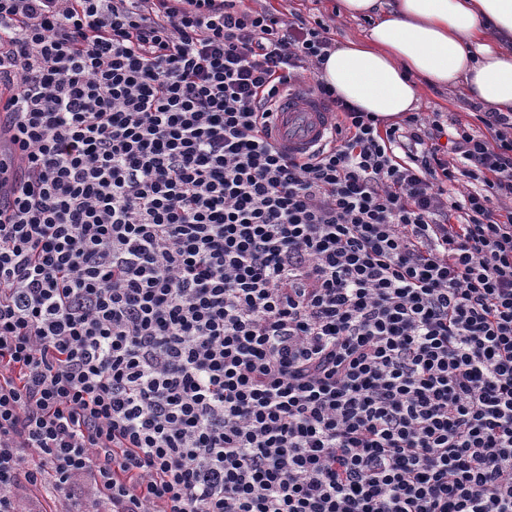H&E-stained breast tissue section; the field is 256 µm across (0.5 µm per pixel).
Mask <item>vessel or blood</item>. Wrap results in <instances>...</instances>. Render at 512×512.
<instances>
[{
    "label": "vessel or blood",
    "mask_w": 512,
    "mask_h": 512,
    "mask_svg": "<svg viewBox=\"0 0 512 512\" xmlns=\"http://www.w3.org/2000/svg\"><path fill=\"white\" fill-rule=\"evenodd\" d=\"M276 116L272 139L294 153L312 152L324 146L331 132V114L309 95L306 85L281 90L275 98Z\"/></svg>",
    "instance_id": "b4317fda"
}]
</instances>
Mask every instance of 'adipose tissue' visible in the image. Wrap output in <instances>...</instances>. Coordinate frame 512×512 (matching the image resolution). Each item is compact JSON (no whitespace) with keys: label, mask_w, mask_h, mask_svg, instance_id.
Listing matches in <instances>:
<instances>
[{"label":"adipose tissue","mask_w":512,"mask_h":512,"mask_svg":"<svg viewBox=\"0 0 512 512\" xmlns=\"http://www.w3.org/2000/svg\"><path fill=\"white\" fill-rule=\"evenodd\" d=\"M371 26L332 49L320 77L348 104L396 121L426 88L512 113V0H340Z\"/></svg>","instance_id":"adipose-tissue-1"}]
</instances>
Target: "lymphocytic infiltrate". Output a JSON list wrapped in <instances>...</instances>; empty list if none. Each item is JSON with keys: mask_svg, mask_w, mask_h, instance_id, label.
<instances>
[{"mask_svg": "<svg viewBox=\"0 0 512 512\" xmlns=\"http://www.w3.org/2000/svg\"><path fill=\"white\" fill-rule=\"evenodd\" d=\"M332 46L245 0H0V512H512V113L382 124ZM276 116L272 124V139L278 147L296 154L312 152L329 140L331 113L308 94L307 86H288L275 97Z\"/></svg>", "mask_w": 512, "mask_h": 512, "instance_id": "f902f5d3", "label": "lymphocytic infiltrate"}]
</instances>
